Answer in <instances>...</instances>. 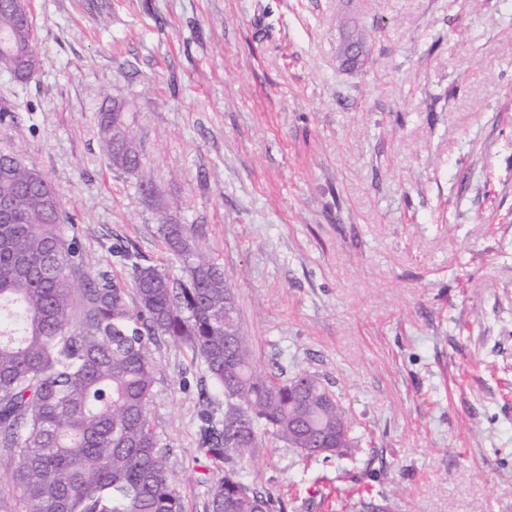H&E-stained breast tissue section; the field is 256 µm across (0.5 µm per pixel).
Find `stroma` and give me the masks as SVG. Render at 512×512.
Segmentation results:
<instances>
[{"mask_svg": "<svg viewBox=\"0 0 512 512\" xmlns=\"http://www.w3.org/2000/svg\"><path fill=\"white\" fill-rule=\"evenodd\" d=\"M40 58L0 71V147H21L113 252L178 271L161 218L219 264L260 368L318 376L351 458L263 443L247 479L288 512H512V0H28ZM370 44L338 56L343 21ZM106 89L155 186L113 171ZM150 420L184 512L200 359L163 340Z\"/></svg>", "mask_w": 512, "mask_h": 512, "instance_id": "35a3bbf8", "label": "stroma"}]
</instances>
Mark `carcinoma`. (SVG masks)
I'll list each match as a JSON object with an SVG mask.
<instances>
[{
    "instance_id": "carcinoma-1",
    "label": "carcinoma",
    "mask_w": 512,
    "mask_h": 512,
    "mask_svg": "<svg viewBox=\"0 0 512 512\" xmlns=\"http://www.w3.org/2000/svg\"><path fill=\"white\" fill-rule=\"evenodd\" d=\"M32 27L0 2V70L35 76ZM100 129L112 168L141 156L122 107ZM0 512H183L170 449L148 416L156 382L149 345L187 346L205 366L198 453L206 512H285L243 479L248 449L269 438L310 457L345 410L319 377L257 366L224 271L203 258L186 224L159 233L180 274L126 254L130 285L83 275L90 265L59 191L14 150H0ZM224 407L215 405V395Z\"/></svg>"
}]
</instances>
